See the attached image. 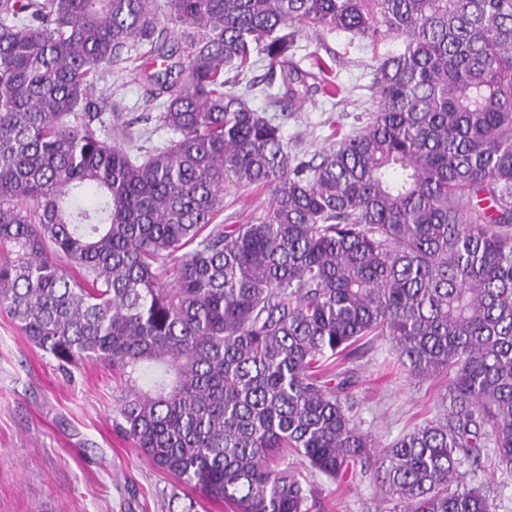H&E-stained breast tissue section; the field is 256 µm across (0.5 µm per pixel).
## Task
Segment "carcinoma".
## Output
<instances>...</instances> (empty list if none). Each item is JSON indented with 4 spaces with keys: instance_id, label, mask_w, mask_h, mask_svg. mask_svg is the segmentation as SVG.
<instances>
[{
    "instance_id": "cac0c4a2",
    "label": "carcinoma",
    "mask_w": 512,
    "mask_h": 512,
    "mask_svg": "<svg viewBox=\"0 0 512 512\" xmlns=\"http://www.w3.org/2000/svg\"><path fill=\"white\" fill-rule=\"evenodd\" d=\"M321 29L404 50L306 162L237 76L266 64L298 108L331 92L333 64L292 52ZM114 66L167 140L112 143ZM230 189L269 206L216 224ZM0 313L112 369L135 448L234 512H325L310 476L358 463L389 512H496L467 476L512 484V0H0ZM379 336L448 375V406L377 455L350 364Z\"/></svg>"
}]
</instances>
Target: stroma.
Here are the masks:
<instances>
[{"label": "stroma", "instance_id": "obj_1", "mask_svg": "<svg viewBox=\"0 0 512 512\" xmlns=\"http://www.w3.org/2000/svg\"><path fill=\"white\" fill-rule=\"evenodd\" d=\"M403 49L393 36L373 49L367 40L340 31L299 34L296 59L314 53L335 59L339 93L317 94L297 110L271 105L260 95L251 105L276 117L292 151L311 159L329 147L332 127L351 132L364 125L375 108L368 65ZM112 109L123 120L112 130L116 142L142 130L152 132L154 142L165 140L156 128L158 110L147 105L141 86L128 85L114 96ZM269 201L265 192L228 190L217 221L250 223ZM393 356L391 342L379 337L354 364L352 414L381 448L435 415L448 394L446 377L417 381L382 371L381 362ZM114 396L109 368L84 362L61 371L0 315V512H169L181 485L125 437L115 421ZM313 482L332 512H386L372 473H357L341 485L320 475Z\"/></svg>", "mask_w": 512, "mask_h": 512}]
</instances>
